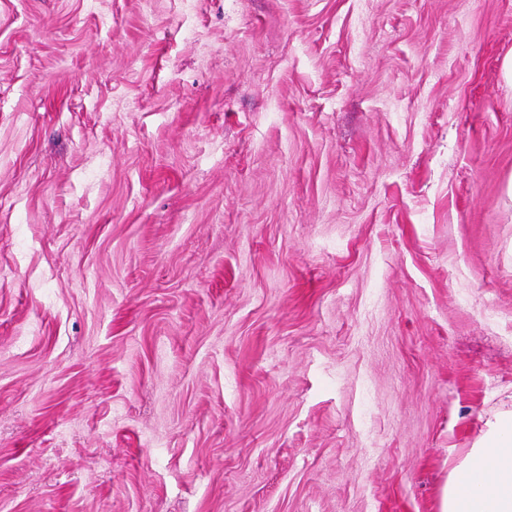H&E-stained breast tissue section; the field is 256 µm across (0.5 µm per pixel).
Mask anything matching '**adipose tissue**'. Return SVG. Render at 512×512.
I'll use <instances>...</instances> for the list:
<instances>
[{"instance_id":"obj_1","label":"adipose tissue","mask_w":512,"mask_h":512,"mask_svg":"<svg viewBox=\"0 0 512 512\" xmlns=\"http://www.w3.org/2000/svg\"><path fill=\"white\" fill-rule=\"evenodd\" d=\"M442 512H512V411L488 421L451 470Z\"/></svg>"}]
</instances>
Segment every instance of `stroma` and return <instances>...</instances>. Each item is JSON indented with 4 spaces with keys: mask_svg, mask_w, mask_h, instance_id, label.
I'll list each match as a JSON object with an SVG mask.
<instances>
[{
    "mask_svg": "<svg viewBox=\"0 0 512 512\" xmlns=\"http://www.w3.org/2000/svg\"><path fill=\"white\" fill-rule=\"evenodd\" d=\"M510 57L512 0H0V512H442Z\"/></svg>",
    "mask_w": 512,
    "mask_h": 512,
    "instance_id": "obj_1",
    "label": "stroma"
}]
</instances>
